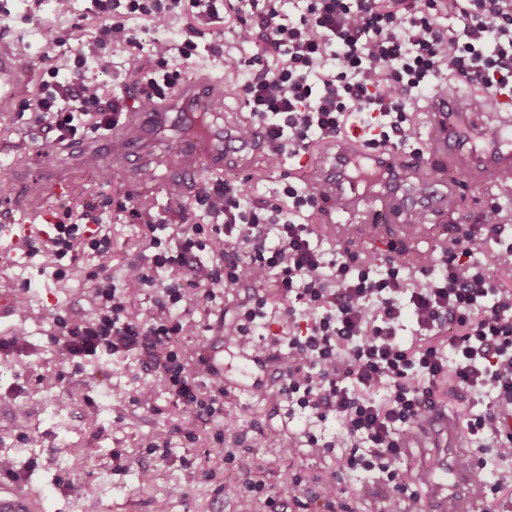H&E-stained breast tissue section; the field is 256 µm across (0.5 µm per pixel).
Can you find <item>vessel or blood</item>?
<instances>
[{
	"mask_svg": "<svg viewBox=\"0 0 512 512\" xmlns=\"http://www.w3.org/2000/svg\"><path fill=\"white\" fill-rule=\"evenodd\" d=\"M16 64L6 47H0V98L12 95ZM212 86L194 81L182 89L165 107L138 113L135 124L120 138L98 136L92 141L76 140L69 147L75 166L104 164L115 161L132 179L149 169L154 161L151 151L159 134L166 129L191 125L188 137L182 139L177 152L182 155L180 186L184 194H192L198 175L207 171L223 173L225 167L237 163L252 152L269 144L267 131L253 127L249 137H240L236 128L224 125L211 101ZM492 110L500 117L489 124L492 110L478 108L459 111L456 94L432 95L427 104L436 132L425 153L400 160L391 151L369 154L354 149L351 142H341L336 153L322 167L319 183L331 187L343 201L346 213H364L366 225L355 230L338 228L342 241L362 236L376 243L389 242L393 233L411 238H428L431 246H439L447 232L445 225L417 224L418 213L443 217L456 209V193L446 183L437 181L422 185L418 194L405 187L413 170L436 160H450L471 169L477 182L497 178L512 170V96L493 95ZM51 213L44 212L26 220H0V268L13 262L12 246L23 245L32 237L49 239L55 231ZM431 437L437 442L439 457L433 463L430 502L432 512H480L481 503L472 489L480 482L475 466L464 464L460 448V431L455 419L444 408L425 411L413 443ZM0 512H46L44 496L33 491L19 475L0 479Z\"/></svg>",
	"mask_w": 512,
	"mask_h": 512,
	"instance_id": "1",
	"label": "vessel or blood"
}]
</instances>
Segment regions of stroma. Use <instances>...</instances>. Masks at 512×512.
<instances>
[{
    "mask_svg": "<svg viewBox=\"0 0 512 512\" xmlns=\"http://www.w3.org/2000/svg\"><path fill=\"white\" fill-rule=\"evenodd\" d=\"M9 7L11 15L0 18V27H7L11 39L31 38L32 27L26 18L37 15L45 37L31 39L33 52H41L48 39L61 42L62 52L69 55L91 50L101 61L100 66L91 69L99 81L116 91L134 85L135 76L129 74L120 80L105 70V63L110 61L123 66L126 55L111 45H99V22L58 16L53 0H11ZM16 77L21 84L18 98L0 105V143L11 142L33 153L49 148L50 140L31 135L17 112L21 100L36 95L40 72L22 64ZM201 78L208 80L221 97L225 88L242 80L241 74L225 71L218 55L200 57L182 76L186 82ZM220 106L228 123L240 124L250 118L239 100L222 97ZM179 137V132L171 130L160 135L155 153L164 162L154 169L152 179L144 181L143 192H135L120 169H113L111 181L105 182L96 169L85 167L75 175L74 192L45 194L38 203L59 216L84 202L98 204L126 195L131 198V207L137 209L156 212L176 205L191 209L193 198L174 199L165 188L176 173L165 158L172 155ZM335 150V142L318 143L308 156L278 166L258 154L225 169L223 175L243 183L253 197L270 200L284 175L317 183L321 164ZM444 179L461 188L458 211L467 216L479 215L490 195L512 201V186L499 185L490 190L475 186L472 172L455 166L423 168L408 186L414 190L420 183ZM105 219L112 236V252L104 258L80 255L69 271L68 293L58 292L53 278L55 267L42 253H18L14 265L0 271V292L19 295L29 309L25 323H17L12 317L0 320V336L12 334L18 327L27 334L22 346L0 356V394H11L16 410L15 415L0 422V458L11 460L14 471L46 492L49 512H155L160 498L168 500L169 512H273L253 495L227 499L216 488L225 477L238 476L244 469L253 479L272 485L288 472L334 469L335 457L303 445L305 418L284 419L254 394L233 390L224 398L223 420L207 423L193 418L172 403L158 370L145 369L143 357L137 352L107 360L88 359L80 373L52 386L40 383V374L59 367L55 315L87 320L95 313L88 275L98 265L108 266L115 279L126 285L133 311H147L154 303V291L139 287L135 278L138 266L147 263L153 254L144 225L130 223L127 213L112 206L107 208ZM147 386L156 396L152 411L137 402L140 391ZM76 389L81 392L77 398L72 395ZM255 425L275 437L277 447L253 448L239 461L226 462L224 445L214 439L216 432L229 437ZM176 426L183 433L173 438L167 453L149 452L148 446L158 433ZM205 471L213 473L211 483H201Z\"/></svg>",
    "mask_w": 512,
    "mask_h": 512,
    "instance_id": "1",
    "label": "stroma"
}]
</instances>
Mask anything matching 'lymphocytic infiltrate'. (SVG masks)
<instances>
[{
	"label": "lymphocytic infiltrate",
	"instance_id": "obj_1",
	"mask_svg": "<svg viewBox=\"0 0 512 512\" xmlns=\"http://www.w3.org/2000/svg\"><path fill=\"white\" fill-rule=\"evenodd\" d=\"M298 20L275 7L259 9L258 0H90L84 18L101 19L100 39L129 52L138 73L135 100L90 79L89 58L76 53L61 60L54 46L32 55L16 41L19 62L35 64L43 80L34 98L22 102L31 128L67 143L106 133L125 119L130 104L156 106L182 78L203 25L234 14L236 39L249 46V61L225 56L224 67L254 72L240 87L251 123L268 128V159L308 155L314 143L340 136L350 113L365 114L374 149L409 146L414 137L415 100L444 93L449 81L460 87L459 107L481 106L485 95L512 87V0H451L450 24L440 29L441 0H295ZM192 13L180 43H153V65L140 62L142 31L166 30L173 17ZM180 67L170 68L169 56ZM284 200H258L241 185L216 178L196 196L193 219L172 222L167 215L128 208L151 234L150 267L140 270V287L155 290L154 306L134 313L125 288L106 267L92 272L93 320L75 321L59 314L54 322L63 335L61 369L46 383L80 372L83 360L140 351L153 357L173 403L197 418L224 416V382L213 377L203 344L176 345L179 336L199 335L198 313H212L220 293L241 282L255 291L224 321V336L257 358L276 362L283 382L261 397L288 415H304L307 447L331 453L345 449L336 469L321 475L292 473L277 485L240 475L225 483V497L247 493L265 497L270 506L282 499L305 508L303 499L318 487L321 512H349L338 504L344 474L376 480L387 490L378 512H423L418 491L429 474L408 471L404 455L409 432L426 408L439 405L438 387L449 384L487 398L484 411L469 413L462 427L476 442L474 456L491 476L474 490L492 502L512 491V438H504L501 407L512 405V289L497 274L512 272V232L503 205L494 200L478 218L479 230L453 236L440 249V262L416 267L411 259L374 263L348 248L326 257L323 238L304 223L328 191H309L298 181L285 183ZM100 208L70 210L58 222L50 246L34 243L30 254L50 249L59 265L55 286L67 290V263L80 252L105 257L109 234L85 235L90 224H103ZM171 230L170 239L159 238ZM489 248L491 262L476 258ZM163 270L183 273L187 287L160 285ZM273 283L281 302L272 306L261 286ZM294 330L287 343L260 339L271 315ZM417 325L418 337L399 338L405 318ZM334 420L337 430L318 437L313 424Z\"/></svg>",
	"mask_w": 512,
	"mask_h": 512
}]
</instances>
